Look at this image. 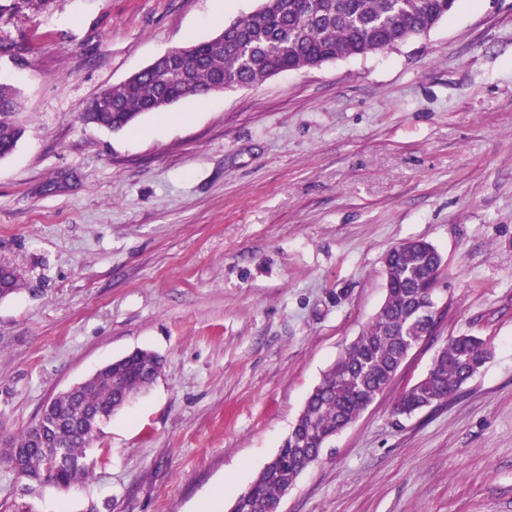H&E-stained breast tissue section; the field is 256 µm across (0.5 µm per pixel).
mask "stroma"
I'll return each instance as SVG.
<instances>
[{
	"label": "stroma",
	"mask_w": 512,
	"mask_h": 512,
	"mask_svg": "<svg viewBox=\"0 0 512 512\" xmlns=\"http://www.w3.org/2000/svg\"><path fill=\"white\" fill-rule=\"evenodd\" d=\"M261 0H53L0 19L25 133L0 159V436L137 349L160 377L101 426L88 478L0 512H198L275 456L323 371L385 299L384 257L442 264L434 331L329 442L281 512H512V0L429 32L149 112L82 116L104 88ZM65 188L43 193L50 179ZM491 354L442 404L393 412L448 337Z\"/></svg>",
	"instance_id": "35a3bbf8"
}]
</instances>
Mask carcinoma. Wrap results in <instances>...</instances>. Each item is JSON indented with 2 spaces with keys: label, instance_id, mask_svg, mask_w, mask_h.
<instances>
[{
  "label": "carcinoma",
  "instance_id": "obj_1",
  "mask_svg": "<svg viewBox=\"0 0 512 512\" xmlns=\"http://www.w3.org/2000/svg\"><path fill=\"white\" fill-rule=\"evenodd\" d=\"M51 0H10L6 12L45 9ZM458 0H262L255 11L224 25L212 40L187 44L162 71L146 70L104 90L91 109L107 106L110 126L129 125L138 115L159 112L164 100L179 102L220 87L256 85L286 71L366 55L431 30ZM16 91L0 84V158L15 148L23 130L13 116ZM441 266L435 247L402 244L389 251L386 300L373 320L323 374L278 453L236 500V512H269L287 487L314 462L326 442L352 424L383 392L414 343L431 334L434 321L418 306L427 299ZM16 268L0 263V297L20 289ZM486 343L476 336L448 338L433 368L406 388L394 412L410 416L456 393L482 366ZM154 354L136 350L112 361V375L100 376L73 395L53 398L39 419L0 448V464L26 486L51 482L74 486L89 468L86 451L97 417L122 407L126 393L139 391L159 375ZM46 445L34 439L37 430ZM24 459L13 465L14 451Z\"/></svg>",
  "mask_w": 512,
  "mask_h": 512
}]
</instances>
